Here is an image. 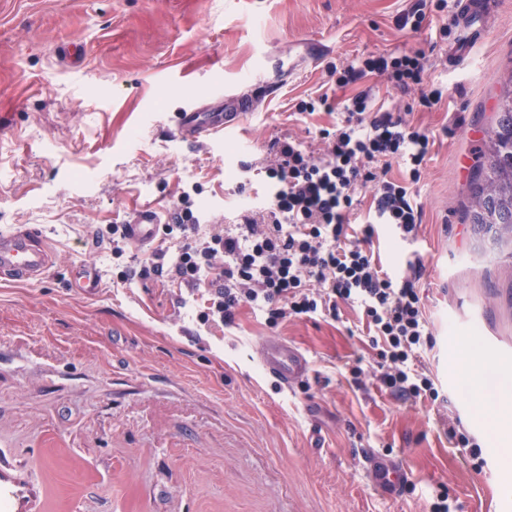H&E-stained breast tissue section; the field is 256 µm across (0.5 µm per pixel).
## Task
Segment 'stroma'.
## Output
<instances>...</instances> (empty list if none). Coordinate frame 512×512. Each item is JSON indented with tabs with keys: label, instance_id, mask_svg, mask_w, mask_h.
I'll return each mask as SVG.
<instances>
[{
	"label": "stroma",
	"instance_id": "35a3bbf8",
	"mask_svg": "<svg viewBox=\"0 0 512 512\" xmlns=\"http://www.w3.org/2000/svg\"><path fill=\"white\" fill-rule=\"evenodd\" d=\"M411 5L0 0V233L36 230L54 256L42 280L0 281V512H431L443 491L449 512H499L496 487L446 428L460 423L487 463L512 448V429L491 435L475 416L454 351L477 336L512 376V260L469 217L478 149L512 73V0H495L462 64L431 70L448 84L435 108L369 81L433 135L414 241L384 230L372 248L388 270L407 253L423 262L435 346L421 362L436 403L380 388L357 306L272 328L245 304L217 327L197 318L206 294L140 278L142 248L116 258L108 242L110 225L144 210L167 222L185 192L202 223L235 224L263 200L271 143L308 146L335 123L324 108L296 110L328 89L331 66L398 47L447 53L454 34L398 26ZM272 57L296 67L269 72ZM258 78L277 91L232 135L175 137L186 101ZM86 262L101 282L92 295L70 284ZM271 335L308 354L305 385L283 391L262 373L255 349ZM364 448L405 460L397 497L369 486Z\"/></svg>",
	"mask_w": 512,
	"mask_h": 512
}]
</instances>
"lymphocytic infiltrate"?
<instances>
[{"label": "lymphocytic infiltrate", "mask_w": 512, "mask_h": 512, "mask_svg": "<svg viewBox=\"0 0 512 512\" xmlns=\"http://www.w3.org/2000/svg\"><path fill=\"white\" fill-rule=\"evenodd\" d=\"M427 68L423 51L396 49L336 70L335 85L344 89L379 75L402 92L420 87L419 103L429 109L442 101L445 87L428 81ZM318 142L316 153L289 137L272 143L266 198L261 207L245 209L239 223L200 224L188 196H181L161 227L166 240H177L176 251H157L140 273L205 292L209 305L200 318L216 324L233 323L244 304L262 310L272 326L291 316L334 317L340 304H356L380 383L406 401H437L434 378L413 367L434 347L415 286L422 262L407 259L405 271L390 273L369 248L382 226L396 240L415 238L423 208L414 187L430 137L364 90L344 102L334 130H319ZM395 162L404 168L399 181L388 176ZM368 186L367 218L352 228L359 191Z\"/></svg>", "instance_id": "f902f5d3"}]
</instances>
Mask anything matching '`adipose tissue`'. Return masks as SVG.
Returning a JSON list of instances; mask_svg holds the SVG:
<instances>
[{"label": "adipose tissue", "instance_id": "ef3b65f1", "mask_svg": "<svg viewBox=\"0 0 512 512\" xmlns=\"http://www.w3.org/2000/svg\"><path fill=\"white\" fill-rule=\"evenodd\" d=\"M462 359L459 382L477 413L494 408L495 416L489 424L492 433H499L512 424V380L490 372L484 365V354L477 339L469 337L456 346Z\"/></svg>", "mask_w": 512, "mask_h": 512}]
</instances>
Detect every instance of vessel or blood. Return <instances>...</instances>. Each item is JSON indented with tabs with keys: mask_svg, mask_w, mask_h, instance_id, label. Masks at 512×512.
Returning <instances> with one entry per match:
<instances>
[{
	"mask_svg": "<svg viewBox=\"0 0 512 512\" xmlns=\"http://www.w3.org/2000/svg\"><path fill=\"white\" fill-rule=\"evenodd\" d=\"M454 25L462 32V39L448 52L449 62H456L470 49L472 43L486 33L483 10L476 0H456ZM268 85L257 82L254 95L216 93L208 104L192 106L180 112L175 134L178 139L191 143L217 133H228L254 112L256 97L266 92ZM159 226L151 212H142L136 223L129 225L130 239L139 245L151 244ZM52 266L50 249L43 238L21 229L0 234V279L37 281ZM257 357L265 375L281 387L293 388L305 381L311 372L308 355L288 340L268 336L257 347ZM362 468L374 491L393 497L409 480V471L401 460L388 459L373 449L362 453Z\"/></svg>",
	"mask_w": 512,
	"mask_h": 512,
	"instance_id": "b4317fda",
	"label": "vessel or blood"
}]
</instances>
